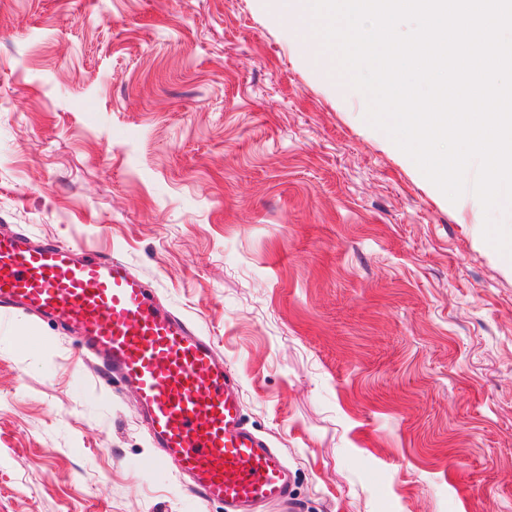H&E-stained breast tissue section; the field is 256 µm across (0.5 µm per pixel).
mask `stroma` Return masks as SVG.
<instances>
[{
	"label": "stroma",
	"instance_id": "1",
	"mask_svg": "<svg viewBox=\"0 0 512 512\" xmlns=\"http://www.w3.org/2000/svg\"><path fill=\"white\" fill-rule=\"evenodd\" d=\"M259 0H0V228L211 337L299 512H512V263ZM134 388L0 309V512H224Z\"/></svg>",
	"mask_w": 512,
	"mask_h": 512
}]
</instances>
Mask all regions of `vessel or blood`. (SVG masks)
<instances>
[{
    "label": "vessel or blood",
    "mask_w": 512,
    "mask_h": 512,
    "mask_svg": "<svg viewBox=\"0 0 512 512\" xmlns=\"http://www.w3.org/2000/svg\"><path fill=\"white\" fill-rule=\"evenodd\" d=\"M0 307L77 330L83 354L133 386L150 437L200 500L225 512L290 505L288 466L250 430L239 384L210 338L161 308L156 291L123 260L79 244L0 236Z\"/></svg>",
    "instance_id": "vessel-or-blood-1"
}]
</instances>
